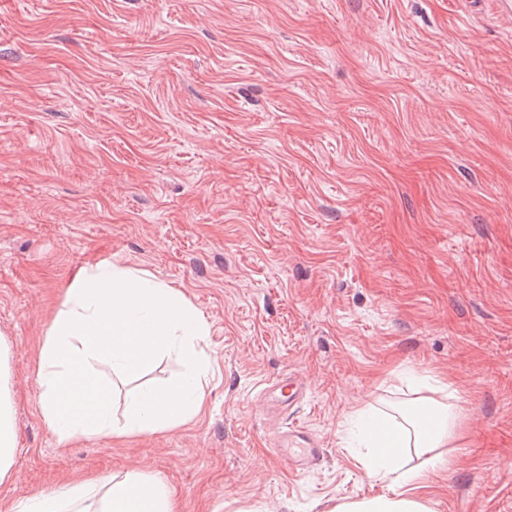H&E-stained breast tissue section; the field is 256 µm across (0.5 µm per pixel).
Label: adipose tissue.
<instances>
[{"instance_id":"obj_1","label":"adipose tissue","mask_w":512,"mask_h":512,"mask_svg":"<svg viewBox=\"0 0 512 512\" xmlns=\"http://www.w3.org/2000/svg\"><path fill=\"white\" fill-rule=\"evenodd\" d=\"M10 356V346L0 340V481L13 472L17 447ZM421 383L422 394L401 415L365 405L349 413L348 422L359 427L358 465L369 478L388 483L389 491L337 502L331 512H432L424 488L431 473L454 463L457 416L446 403L444 380L428 376ZM12 512H174V505L164 482L133 472L65 484L18 501Z\"/></svg>"}]
</instances>
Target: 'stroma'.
I'll return each instance as SVG.
<instances>
[{
  "instance_id": "obj_1",
  "label": "stroma",
  "mask_w": 512,
  "mask_h": 512,
  "mask_svg": "<svg viewBox=\"0 0 512 512\" xmlns=\"http://www.w3.org/2000/svg\"><path fill=\"white\" fill-rule=\"evenodd\" d=\"M147 271L203 315L202 411L59 444L37 353L77 274ZM0 339L17 448L0 512L143 471L176 512H329L382 493L356 407L407 371L460 414L434 512H512V19L486 0H0ZM170 354L116 402L176 378ZM305 397L271 412L266 383ZM323 448L295 472L268 440Z\"/></svg>"
}]
</instances>
